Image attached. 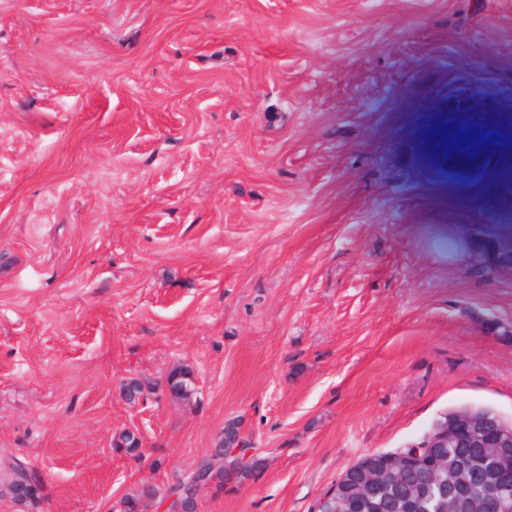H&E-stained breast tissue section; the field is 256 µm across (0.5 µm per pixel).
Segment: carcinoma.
I'll return each instance as SVG.
<instances>
[{"label":"carcinoma","instance_id":"carcinoma-1","mask_svg":"<svg viewBox=\"0 0 512 512\" xmlns=\"http://www.w3.org/2000/svg\"><path fill=\"white\" fill-rule=\"evenodd\" d=\"M166 383L175 390L176 397L184 401L191 400L196 394L192 371L188 368H180L169 373ZM116 448L134 457L142 454L141 440L130 430H125L118 435ZM224 448H226V441L223 440L201 458L195 466L196 475L211 476L219 485H224L227 476L224 466ZM5 471L9 479L18 478L23 481V484L17 487L20 495L16 502L28 507L37 505L41 498V490L32 470L14 461L5 464ZM389 482L394 485L395 494L379 497L374 500L371 507L365 508L351 494L350 484L341 480L336 484V494L327 504V509L329 512H408V505L428 500L434 505L432 512H448V485L428 483L421 471L407 469L389 479ZM157 493L158 489L151 485L142 486L122 500V512H144L147 501L154 498Z\"/></svg>","mask_w":512,"mask_h":512}]
</instances>
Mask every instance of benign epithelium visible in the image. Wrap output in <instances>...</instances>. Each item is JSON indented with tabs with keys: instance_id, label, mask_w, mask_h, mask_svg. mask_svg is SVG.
<instances>
[{
	"instance_id": "7a95c632",
	"label": "benign epithelium",
	"mask_w": 512,
	"mask_h": 512,
	"mask_svg": "<svg viewBox=\"0 0 512 512\" xmlns=\"http://www.w3.org/2000/svg\"><path fill=\"white\" fill-rule=\"evenodd\" d=\"M441 448H457L459 459L479 464L489 471L483 481L467 477V472L457 465L448 466V455ZM512 448V426L504 425L491 411L474 419L461 411L441 417L432 431L420 444L411 445V451L402 455L387 454L380 464L357 469L353 477L354 492L359 498L371 496L382 485L384 477L395 475L409 468H427L433 473H448L452 492L448 502L459 507L462 501L476 490L480 493V512H512V498L503 492L512 488V459L503 452ZM213 480L198 479L178 489H166L159 512H200V495L213 490Z\"/></svg>"
}]
</instances>
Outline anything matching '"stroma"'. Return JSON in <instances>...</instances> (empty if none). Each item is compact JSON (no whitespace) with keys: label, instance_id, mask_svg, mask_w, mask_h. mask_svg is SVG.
<instances>
[{"label":"stroma","instance_id":"1","mask_svg":"<svg viewBox=\"0 0 512 512\" xmlns=\"http://www.w3.org/2000/svg\"><path fill=\"white\" fill-rule=\"evenodd\" d=\"M456 120L512 124V0H0V464L42 486L0 512H113L228 426L260 467L201 512H316L512 425V149L431 152ZM167 385L175 390V395L178 399L189 401L196 394V388L192 371L188 368H180L176 371L170 372L167 380ZM4 469L9 476L8 481L13 482V479L17 477L24 482L22 486H17V490L20 491L21 494L16 500L12 499L19 504L26 505L28 507H34L37 505L41 498V490L32 470L18 461L8 462L5 464Z\"/></svg>","mask_w":512,"mask_h":512}]
</instances>
